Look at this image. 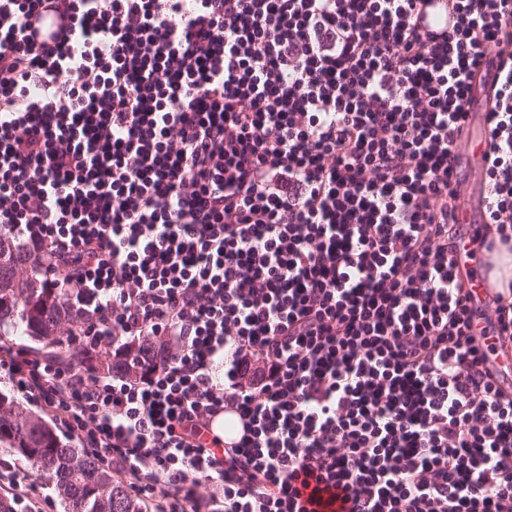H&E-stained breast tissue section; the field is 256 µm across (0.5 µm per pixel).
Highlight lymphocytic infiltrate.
I'll use <instances>...</instances> for the list:
<instances>
[{
  "label": "lymphocytic infiltrate",
  "mask_w": 512,
  "mask_h": 512,
  "mask_svg": "<svg viewBox=\"0 0 512 512\" xmlns=\"http://www.w3.org/2000/svg\"><path fill=\"white\" fill-rule=\"evenodd\" d=\"M420 2L0 0V234L72 313L0 379L155 512H512V288L474 309L458 218L493 60L479 246L512 244V0L441 36ZM69 23L68 18L62 19L52 11L39 8L27 19L26 33L32 42L41 44L48 41L59 27ZM247 430V421L237 412L226 419L224 413H221L216 415L211 422V432L220 436L223 434L224 445L225 439L228 443L237 444L242 436L247 434Z\"/></svg>",
  "instance_id": "1"
}]
</instances>
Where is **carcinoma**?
Segmentation results:
<instances>
[{
	"mask_svg": "<svg viewBox=\"0 0 512 512\" xmlns=\"http://www.w3.org/2000/svg\"><path fill=\"white\" fill-rule=\"evenodd\" d=\"M66 309L61 297L42 287L39 271L17 238L0 236V337L19 336L63 349ZM0 448L27 461L50 481L64 512H144L112 476V470L40 414L0 394Z\"/></svg>",
	"mask_w": 512,
	"mask_h": 512,
	"instance_id": "cac0c4a2",
	"label": "carcinoma"
}]
</instances>
